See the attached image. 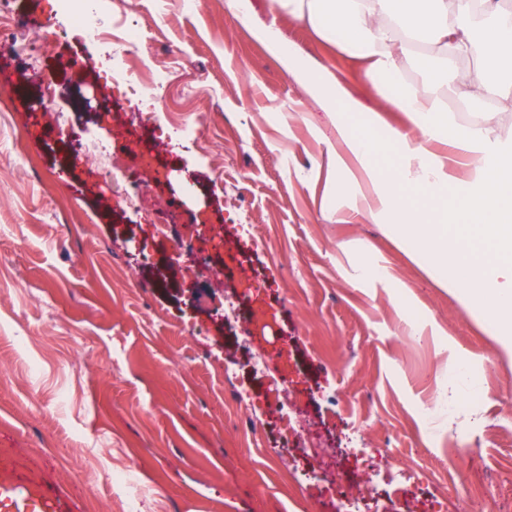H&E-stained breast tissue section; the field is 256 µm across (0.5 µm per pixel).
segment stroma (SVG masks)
Returning <instances> with one entry per match:
<instances>
[{
	"mask_svg": "<svg viewBox=\"0 0 512 512\" xmlns=\"http://www.w3.org/2000/svg\"><path fill=\"white\" fill-rule=\"evenodd\" d=\"M250 4L245 20L227 0L118 9L142 28L137 60L167 80L131 101L102 79L103 46L0 40V512L45 498L126 512L132 491L141 512H338L340 496L360 512H479V485L512 512V352L352 194L328 198L337 118L254 29L276 24L331 69L348 58L270 0ZM40 23L69 16L13 0L17 38ZM142 110L200 135L142 169L114 139ZM83 139L111 142L122 172L79 157ZM200 225L223 288L170 260ZM455 368L454 404L433 407ZM282 374L287 392L269 397ZM272 401L306 406L300 424L341 469L350 449L376 448L387 470L326 493ZM127 471L132 486L117 484Z\"/></svg>",
	"mask_w": 512,
	"mask_h": 512,
	"instance_id": "35a3bbf8",
	"label": "stroma"
}]
</instances>
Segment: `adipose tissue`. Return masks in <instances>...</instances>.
Listing matches in <instances>:
<instances>
[{"instance_id": "adipose-tissue-1", "label": "adipose tissue", "mask_w": 512, "mask_h": 512, "mask_svg": "<svg viewBox=\"0 0 512 512\" xmlns=\"http://www.w3.org/2000/svg\"><path fill=\"white\" fill-rule=\"evenodd\" d=\"M273 7L291 8L319 35L339 29L344 51L355 56V71L332 74L313 67L287 42L281 31L261 26L255 31L288 73L308 88L311 96L342 111L357 113L363 131L336 124L343 155L337 169L346 179L365 172L375 195L362 214L372 221L391 220L416 243L430 244V266L446 265L455 272L454 287L506 331L503 347L512 350V147H503L496 135L493 112L476 124L453 121L448 98L461 105L493 103L512 111V13L500 0H481L474 12L472 0H271ZM476 56L480 70L463 86L446 77L453 60ZM418 68L430 79L406 84L405 73ZM361 82L366 97L350 90ZM402 110L408 124L391 128L386 141L372 131L384 123L387 112ZM445 140L456 155L473 158L472 175L456 171V156L433 154L431 142ZM394 143L400 152L395 177L377 173L370 160ZM419 188L424 210L408 204L403 194ZM468 226L490 242L493 255L458 256L448 251L449 231Z\"/></svg>"}]
</instances>
